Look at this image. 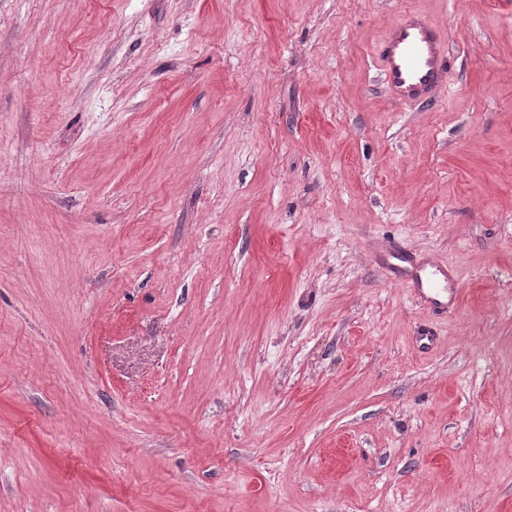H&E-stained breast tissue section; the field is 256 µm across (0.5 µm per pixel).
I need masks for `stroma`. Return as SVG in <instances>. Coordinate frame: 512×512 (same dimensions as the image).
Wrapping results in <instances>:
<instances>
[{"instance_id": "obj_1", "label": "stroma", "mask_w": 512, "mask_h": 512, "mask_svg": "<svg viewBox=\"0 0 512 512\" xmlns=\"http://www.w3.org/2000/svg\"><path fill=\"white\" fill-rule=\"evenodd\" d=\"M0 512H512V0H0ZM382 82L402 102H412L446 81V48L441 32L409 12L386 33L379 55ZM435 273H439L446 283H449V288H443L445 292L449 294V298L447 302H443L437 297L429 295L430 292H435L438 295V291L435 288H430L429 282H424L421 271L415 267L412 270L408 271L407 277L412 282L414 286V290L418 293V295L424 299V301L432 303L434 305L439 306H447L448 308H454L455 304L458 300V291L457 289L451 288L450 279L451 275L448 274V271L439 265L435 266Z\"/></svg>"}]
</instances>
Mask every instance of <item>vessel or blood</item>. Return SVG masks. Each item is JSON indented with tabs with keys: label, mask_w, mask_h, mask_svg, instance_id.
Masks as SVG:
<instances>
[{
	"label": "vessel or blood",
	"mask_w": 512,
	"mask_h": 512,
	"mask_svg": "<svg viewBox=\"0 0 512 512\" xmlns=\"http://www.w3.org/2000/svg\"><path fill=\"white\" fill-rule=\"evenodd\" d=\"M379 64L381 79L393 95L414 101L445 83V39L421 15L406 13L386 33Z\"/></svg>",
	"instance_id": "vessel-or-blood-1"
}]
</instances>
